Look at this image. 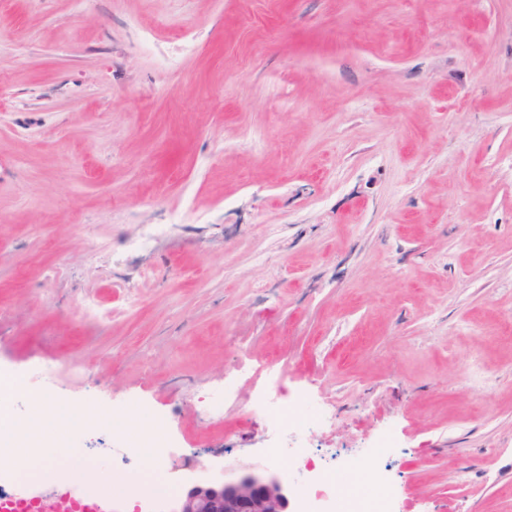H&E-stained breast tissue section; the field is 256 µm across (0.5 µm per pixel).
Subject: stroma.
Segmentation results:
<instances>
[{
  "label": "stroma",
  "instance_id": "obj_1",
  "mask_svg": "<svg viewBox=\"0 0 512 512\" xmlns=\"http://www.w3.org/2000/svg\"><path fill=\"white\" fill-rule=\"evenodd\" d=\"M272 360L396 512H512V0H0V367L230 478Z\"/></svg>",
  "mask_w": 512,
  "mask_h": 512
}]
</instances>
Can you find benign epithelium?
<instances>
[{"instance_id": "1", "label": "benign epithelium", "mask_w": 512, "mask_h": 512, "mask_svg": "<svg viewBox=\"0 0 512 512\" xmlns=\"http://www.w3.org/2000/svg\"><path fill=\"white\" fill-rule=\"evenodd\" d=\"M288 491L277 475L247 470L225 481L203 480L189 487L173 512H288Z\"/></svg>"}]
</instances>
